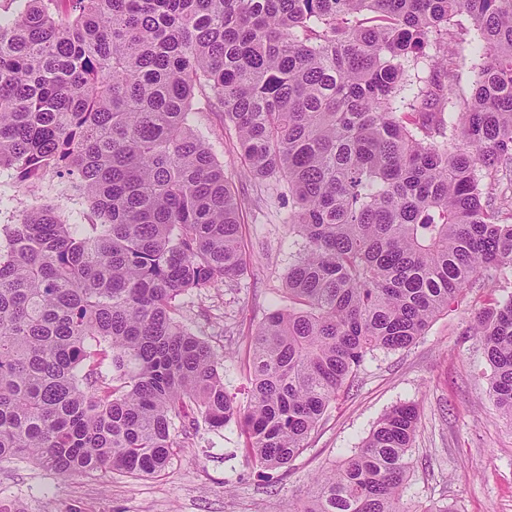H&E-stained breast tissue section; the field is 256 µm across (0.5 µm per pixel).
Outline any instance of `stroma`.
<instances>
[{"instance_id": "1", "label": "stroma", "mask_w": 512, "mask_h": 512, "mask_svg": "<svg viewBox=\"0 0 512 512\" xmlns=\"http://www.w3.org/2000/svg\"><path fill=\"white\" fill-rule=\"evenodd\" d=\"M191 121L241 203L247 271L233 285L182 296V322L209 344L225 386L243 402L247 341L270 312L288 305L285 279L297 239L288 230L286 188L243 175L236 134L223 113L196 112ZM36 203L54 205L67 221L88 208L75 187L49 172L35 193L14 192L0 225L17 223ZM511 297L508 269L498 282L468 291L409 347L367 357L288 467L245 461L235 453V425L217 432L203 424L152 477L65 476L29 461L0 462V501L22 503L26 512H292L314 476L352 455L385 413L412 404L418 425L405 498L414 512L442 504L450 512H512V421L488 395L490 367L472 329L478 312Z\"/></svg>"}]
</instances>
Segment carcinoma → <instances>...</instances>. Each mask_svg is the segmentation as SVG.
Returning a JSON list of instances; mask_svg holds the SVG:
<instances>
[{
  "label": "carcinoma",
  "mask_w": 512,
  "mask_h": 512,
  "mask_svg": "<svg viewBox=\"0 0 512 512\" xmlns=\"http://www.w3.org/2000/svg\"><path fill=\"white\" fill-rule=\"evenodd\" d=\"M21 2L0 24V172L27 190L53 171L89 212L36 205L0 229L1 462L155 476L183 448L175 429L202 421L286 467L367 356L512 268V0ZM200 103L253 180L287 187L302 241L288 308L250 337L245 406L179 319L183 294L247 271L241 204L190 122ZM473 329L512 420V298ZM417 419L387 412L296 512H415ZM462 46L465 48L463 49ZM459 55L454 58V81L455 88L460 93H468L475 78L473 70V56L470 48L466 44H462Z\"/></svg>",
  "instance_id": "obj_1"
}]
</instances>
